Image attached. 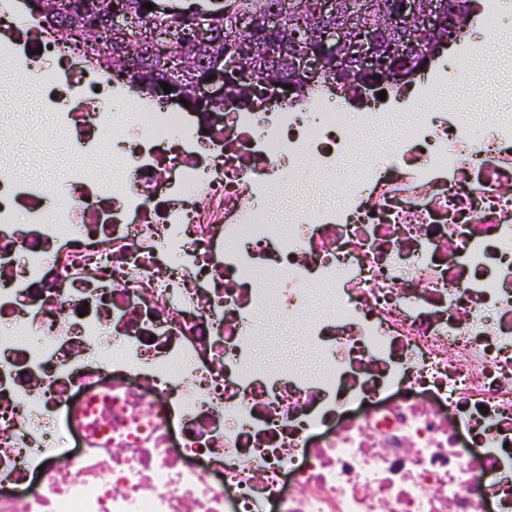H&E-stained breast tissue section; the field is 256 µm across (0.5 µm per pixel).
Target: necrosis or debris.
<instances>
[{"label":"necrosis or debris","instance_id":"4bbe7bcc","mask_svg":"<svg viewBox=\"0 0 512 512\" xmlns=\"http://www.w3.org/2000/svg\"><path fill=\"white\" fill-rule=\"evenodd\" d=\"M20 3L0 73L112 179L21 183L0 143V512H512V113L416 109L512 0H476L415 86L259 112L136 102ZM359 124L390 152L277 232L268 191L335 179ZM324 296L318 372L258 365L268 303Z\"/></svg>","mask_w":512,"mask_h":512}]
</instances>
